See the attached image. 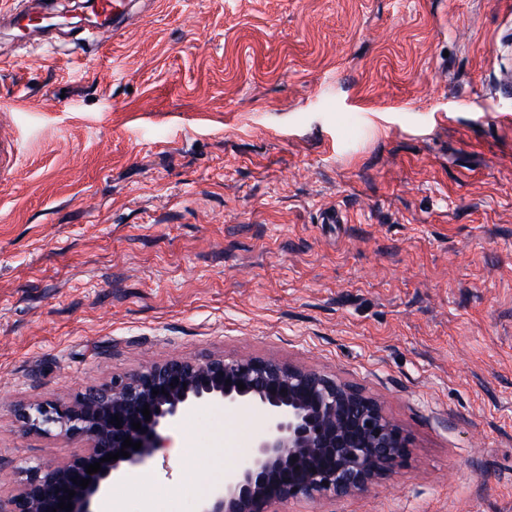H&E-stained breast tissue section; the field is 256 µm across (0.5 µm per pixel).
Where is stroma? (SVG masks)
<instances>
[{
    "mask_svg": "<svg viewBox=\"0 0 512 512\" xmlns=\"http://www.w3.org/2000/svg\"><path fill=\"white\" fill-rule=\"evenodd\" d=\"M0 128V495L84 448L14 407L255 357L413 443L363 495L270 512H512V0H161L103 54L0 33ZM265 428L187 413L112 494L198 512Z\"/></svg>",
    "mask_w": 512,
    "mask_h": 512,
    "instance_id": "1",
    "label": "stroma"
}]
</instances>
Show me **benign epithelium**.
I'll return each mask as SVG.
<instances>
[{
  "label": "benign epithelium",
  "mask_w": 512,
  "mask_h": 512,
  "mask_svg": "<svg viewBox=\"0 0 512 512\" xmlns=\"http://www.w3.org/2000/svg\"><path fill=\"white\" fill-rule=\"evenodd\" d=\"M239 382L246 389H238ZM161 388L165 393L153 394ZM217 405L250 406L266 416L268 427L251 455L225 476L224 492L202 512H268L277 501L359 496L411 456L410 436L359 386L275 360L182 358L114 378L68 402L20 409L25 429L54 427L89 447L70 460L29 468L26 483L0 498V512H96L114 477L148 464L166 447V426ZM116 415L120 428L112 421ZM127 437L141 448L128 447L129 457L101 462V471L86 473L90 464L119 452ZM75 478L90 483L83 488ZM70 490L72 509L58 508Z\"/></svg>",
  "instance_id": "1"
}]
</instances>
